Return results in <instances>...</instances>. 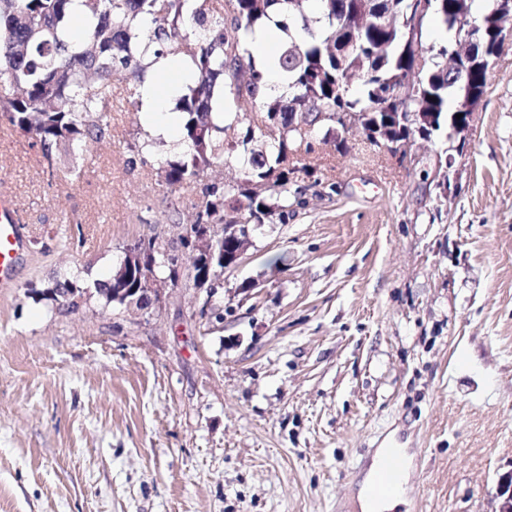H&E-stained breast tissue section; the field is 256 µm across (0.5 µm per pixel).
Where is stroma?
<instances>
[{
    "mask_svg": "<svg viewBox=\"0 0 512 512\" xmlns=\"http://www.w3.org/2000/svg\"><path fill=\"white\" fill-rule=\"evenodd\" d=\"M114 78L80 177L0 123V189L28 248L0 290V512H340L376 449L402 448L418 512H496L512 473V40L465 142L393 154L313 141L287 223L217 288L188 263L148 312L54 281L106 280L125 247L176 254L201 184L167 189ZM87 292V288L77 285L74 281L65 280L64 282H54L38 292V295L42 299L57 303L61 308L74 311L80 307Z\"/></svg>",
    "mask_w": 512,
    "mask_h": 512,
    "instance_id": "35a3bbf8",
    "label": "stroma"
}]
</instances>
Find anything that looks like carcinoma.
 <instances>
[{
    "label": "carcinoma",
    "instance_id": "carcinoma-1",
    "mask_svg": "<svg viewBox=\"0 0 512 512\" xmlns=\"http://www.w3.org/2000/svg\"><path fill=\"white\" fill-rule=\"evenodd\" d=\"M472 2L431 0L427 20L447 40L430 46L419 90L407 99L400 88L428 35L424 26L414 32V0H0V118L39 143L48 170L63 161L78 175L109 135L114 75L170 56L183 77L170 80L182 149L159 162L165 185L198 183L215 163L238 167L242 182L203 185L194 223L285 224L294 178L314 175L291 157L311 150L318 134H336L322 113L352 112L364 126H383L395 112H432L429 134L444 126L448 99L462 101L468 86L486 91L479 60L493 52L496 32L472 60L448 69V48L464 35L459 15ZM378 12L395 25L363 22ZM273 28L284 34L275 65L286 89L275 98L243 41ZM356 74L353 93L345 77ZM248 102L255 111L247 124L240 111ZM301 113L311 126L304 134L294 127ZM86 294L70 280L38 292L71 311Z\"/></svg>",
    "mask_w": 512,
    "mask_h": 512
}]
</instances>
